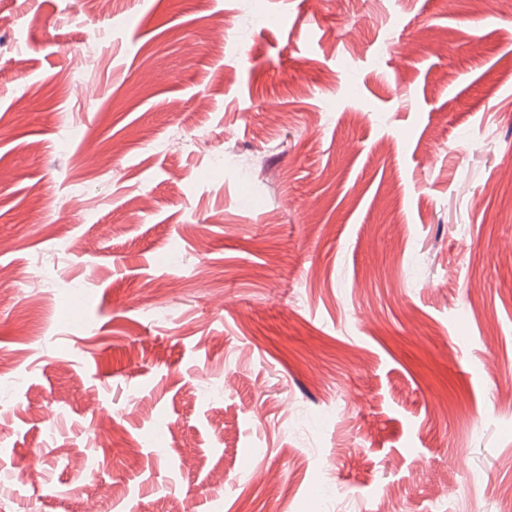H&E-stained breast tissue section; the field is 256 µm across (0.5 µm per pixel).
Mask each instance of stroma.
Masks as SVG:
<instances>
[{
    "mask_svg": "<svg viewBox=\"0 0 512 512\" xmlns=\"http://www.w3.org/2000/svg\"><path fill=\"white\" fill-rule=\"evenodd\" d=\"M0 13V512H500L512 13Z\"/></svg>",
    "mask_w": 512,
    "mask_h": 512,
    "instance_id": "stroma-1",
    "label": "stroma"
}]
</instances>
